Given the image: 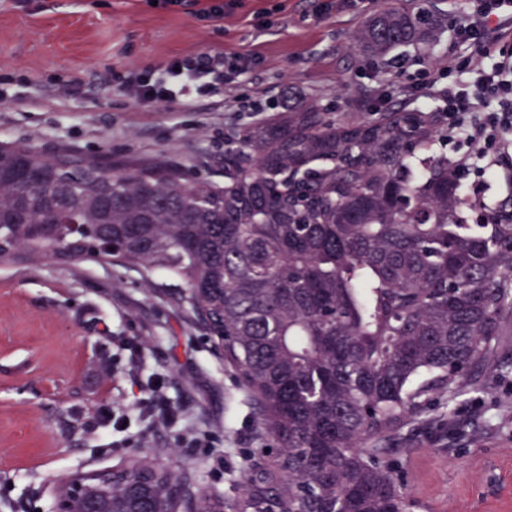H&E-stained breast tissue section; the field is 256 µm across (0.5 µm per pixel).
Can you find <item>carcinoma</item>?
<instances>
[{
    "instance_id": "1",
    "label": "carcinoma",
    "mask_w": 512,
    "mask_h": 512,
    "mask_svg": "<svg viewBox=\"0 0 512 512\" xmlns=\"http://www.w3.org/2000/svg\"><path fill=\"white\" fill-rule=\"evenodd\" d=\"M440 19L402 3L355 43L384 57L430 44ZM314 102L247 128L224 180L165 164L109 173L0 143V259L109 238L149 289L162 273L208 313L274 452L244 462L239 495L206 512H415L395 468L401 430L497 370L512 318V218L469 223L448 176L443 112L401 107L325 123ZM85 227L76 234L73 226Z\"/></svg>"
}]
</instances>
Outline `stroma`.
<instances>
[{
    "label": "stroma",
    "mask_w": 512,
    "mask_h": 512,
    "mask_svg": "<svg viewBox=\"0 0 512 512\" xmlns=\"http://www.w3.org/2000/svg\"><path fill=\"white\" fill-rule=\"evenodd\" d=\"M323 0H241L224 19L202 21L205 0L179 12L153 0H0V143L26 142L51 157L67 150L117 171L163 163L203 182L224 168L228 140L241 130L316 102L336 122L371 120L380 85L403 95L406 76L435 70L455 53L440 26L428 46L390 58L353 45L390 0H349L325 12ZM214 47L254 53L255 70L217 95L146 109L100 83L131 67L154 69L171 57ZM151 294L136 273L92 259L33 267L0 262V512H54L56 482L106 469L133 455L158 458L175 475L191 473L196 496L230 500L245 458L266 437L223 354L196 316L158 276ZM501 370L476 374L458 398L454 424L434 419L405 429L399 467L428 512H512V501L483 494L496 466L512 490V323ZM160 380L184 421L148 428L137 410L149 381ZM212 437L208 448L182 443L185 428Z\"/></svg>",
    "instance_id": "1"
}]
</instances>
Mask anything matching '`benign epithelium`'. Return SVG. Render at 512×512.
I'll return each instance as SVG.
<instances>
[{
  "label": "benign epithelium",
  "mask_w": 512,
  "mask_h": 512,
  "mask_svg": "<svg viewBox=\"0 0 512 512\" xmlns=\"http://www.w3.org/2000/svg\"><path fill=\"white\" fill-rule=\"evenodd\" d=\"M114 479L112 468L62 478L57 486L55 512H147L144 505L155 497V481H127L122 496L114 499Z\"/></svg>",
  "instance_id": "1"
}]
</instances>
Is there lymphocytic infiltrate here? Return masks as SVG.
Masks as SVG:
<instances>
[{
  "mask_svg": "<svg viewBox=\"0 0 512 512\" xmlns=\"http://www.w3.org/2000/svg\"><path fill=\"white\" fill-rule=\"evenodd\" d=\"M470 10L448 23L461 42L479 47L468 56H448L439 63L435 78L407 82L403 102L412 106L422 98L439 95L448 117V161L453 177L467 181L472 192H481L487 181L512 183V0H471ZM494 56L485 66V56ZM254 55H231L212 49L176 56L152 77L128 69L120 81L103 77V86H115L135 105L169 106L193 92L212 95L217 84L249 73ZM475 74L473 85L437 89V80L455 71Z\"/></svg>",
  "mask_w": 512,
  "mask_h": 512,
  "instance_id": "lymphocytic-infiltrate-1",
  "label": "lymphocytic infiltrate"
}]
</instances>
